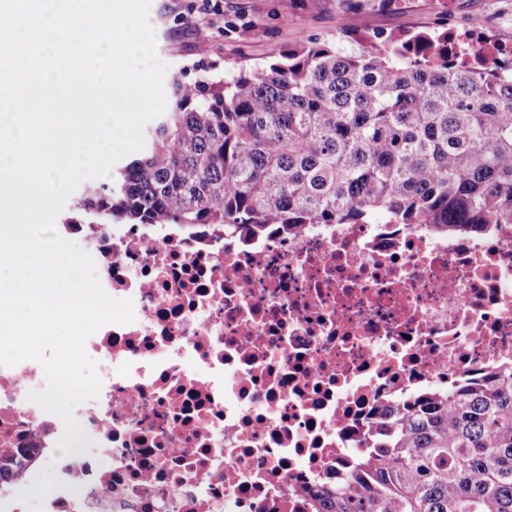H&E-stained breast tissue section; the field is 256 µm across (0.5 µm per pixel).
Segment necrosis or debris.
I'll return each mask as SVG.
<instances>
[{"label":"necrosis or debris","instance_id":"1","mask_svg":"<svg viewBox=\"0 0 512 512\" xmlns=\"http://www.w3.org/2000/svg\"><path fill=\"white\" fill-rule=\"evenodd\" d=\"M132 323L85 348L73 409L28 400L40 363L0 366V463L54 466L44 512H311L381 409L512 362V225L305 224L261 236L174 224L68 232Z\"/></svg>","mask_w":512,"mask_h":512}]
</instances>
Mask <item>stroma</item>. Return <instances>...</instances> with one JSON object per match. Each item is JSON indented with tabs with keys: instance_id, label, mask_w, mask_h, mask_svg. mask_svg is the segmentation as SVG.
I'll return each mask as SVG.
<instances>
[{
	"instance_id": "1",
	"label": "stroma",
	"mask_w": 512,
	"mask_h": 512,
	"mask_svg": "<svg viewBox=\"0 0 512 512\" xmlns=\"http://www.w3.org/2000/svg\"><path fill=\"white\" fill-rule=\"evenodd\" d=\"M481 32L512 47V0H403L401 6L370 5L362 28L369 34L408 31L462 32L473 19ZM149 20L156 52L169 72L196 76L209 69L237 76L277 58L289 45L317 40L351 52L339 34L336 0H151ZM206 51H199V43Z\"/></svg>"
}]
</instances>
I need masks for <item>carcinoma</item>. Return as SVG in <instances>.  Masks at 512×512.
<instances>
[{"mask_svg":"<svg viewBox=\"0 0 512 512\" xmlns=\"http://www.w3.org/2000/svg\"><path fill=\"white\" fill-rule=\"evenodd\" d=\"M139 157L65 224H512V62L465 65L448 32L343 55L304 41L226 80H168ZM314 512H512V365L385 406Z\"/></svg>","mask_w":512,"mask_h":512,"instance_id":"carcinoma-1","label":"carcinoma"}]
</instances>
